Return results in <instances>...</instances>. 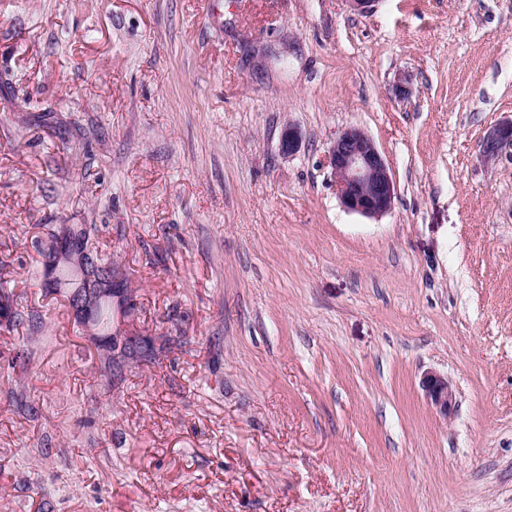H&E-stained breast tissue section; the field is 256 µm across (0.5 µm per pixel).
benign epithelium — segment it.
I'll return each instance as SVG.
<instances>
[{
    "instance_id": "1",
    "label": "benign epithelium",
    "mask_w": 512,
    "mask_h": 512,
    "mask_svg": "<svg viewBox=\"0 0 512 512\" xmlns=\"http://www.w3.org/2000/svg\"><path fill=\"white\" fill-rule=\"evenodd\" d=\"M302 132L295 125H288L281 135L279 149L290 156L302 145ZM512 146V120L493 127L483 147L484 157L497 156L504 146ZM326 164L336 183V191L343 208L368 218L381 217L391 211L397 196V186L390 167L370 136L360 127L350 125L341 129L330 143L325 155ZM68 235L67 227H61L55 242L56 263L83 269L85 259L79 247H62V239ZM81 315L86 310L108 303L120 318H125L131 305V295L125 288H117L112 275L106 274L94 288L77 287L70 291ZM420 386L432 408L446 418L456 405V396L448 377L433 370L421 375Z\"/></svg>"
}]
</instances>
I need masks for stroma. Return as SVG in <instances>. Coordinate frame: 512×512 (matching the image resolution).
Listing matches in <instances>:
<instances>
[{"label":"stroma","mask_w":512,"mask_h":512,"mask_svg":"<svg viewBox=\"0 0 512 512\" xmlns=\"http://www.w3.org/2000/svg\"><path fill=\"white\" fill-rule=\"evenodd\" d=\"M511 119L512 0H0V278L43 314L0 328V512H512ZM349 125L384 216L338 199ZM55 224L180 339L109 392L37 284ZM507 145L512 146V120L496 125L489 131L484 141V157L494 158ZM325 159L345 210L368 218L391 211L396 183L384 155L362 128L350 125L341 129ZM77 228L78 239L73 241V239H69V241L65 242V245L71 246L75 245H87L90 249V254L92 258V265L95 269H98L102 272H112L116 274V269L113 267L112 269V255L111 253L105 252L103 249L99 248V244L95 240L96 226L94 224H71ZM420 386L432 408L444 418H448L456 405V396L448 376L428 370L421 375Z\"/></svg>","instance_id":"obj_1"}]
</instances>
